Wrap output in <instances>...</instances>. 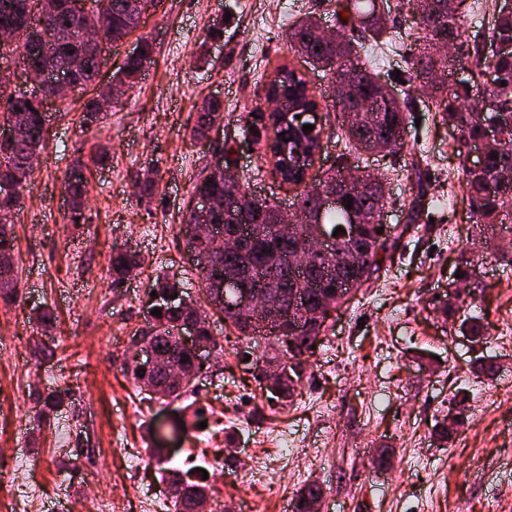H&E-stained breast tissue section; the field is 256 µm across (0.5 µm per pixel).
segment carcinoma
Segmentation results:
<instances>
[{"instance_id":"carcinoma-1","label":"carcinoma","mask_w":512,"mask_h":512,"mask_svg":"<svg viewBox=\"0 0 512 512\" xmlns=\"http://www.w3.org/2000/svg\"><path fill=\"white\" fill-rule=\"evenodd\" d=\"M105 7L101 17L102 48L129 36L141 24L142 8L132 0H104ZM414 23L416 36L410 45L413 80L427 79L432 71L448 67L447 58L439 55V42L451 41L457 48V58L470 66L472 78L481 79L489 71L497 74V81L505 85L491 86L485 96L474 101L470 95V82L450 84L446 80L436 82L423 101L426 109L438 113L440 122L459 130L466 141L482 138L485 123L493 119L498 112L512 111V52H495L494 47L512 42V13L505 14L498 9L497 0H491L493 6L492 26L480 39H470L466 35L464 18L473 9L469 0H455L453 8H448V0H406ZM347 17L336 16L334 38L323 42L316 36L319 18L306 15L288 25L287 39L290 50L308 60L315 68L326 72L331 83L338 81L348 84L344 97L332 99L330 105L324 104V97L314 91L310 81L299 69L289 63L278 66L266 82L268 92L264 100L273 97L282 99V108L287 110L300 99L307 109L321 112L327 107L337 112V127L329 128L325 135L341 131V140L347 152L341 154L342 163L337 170L324 175V182L337 195L335 205L325 209L323 224L329 230L346 223L348 210L361 214L365 221L359 227L355 237H339L334 242L330 254L319 259L323 269L330 270L333 279L338 282H353L357 288L371 282L381 269L380 250L386 241L377 233L381 226L380 211L387 204L389 192L386 182L376 180L373 175L348 164L347 153L357 149H374L391 153L403 144L406 126V112L415 104L408 98L398 100L390 95L369 69L359 65L357 48L367 42L382 45L394 42L390 15L377 9L375 0H343L339 4ZM83 20L76 16L70 7V0H44L43 6L20 15L15 10L0 12V28L14 26L18 30L17 40L13 43L0 42V59L14 51H24L27 33L34 30H49L56 38L54 56L48 61L31 64L29 79H36L43 71L63 70L69 64L72 55H82L81 68L72 76L75 89L81 90L94 84L100 73V58L103 52L83 44L78 31ZM145 54L130 58L113 75V79L125 87L136 83L144 63L153 54V45L143 41ZM5 102V110L0 113V123H10L14 127L13 138L0 141V250L14 251L15 238L12 232L14 216L20 210L23 192L28 184L26 169L28 158L44 147L47 130L43 126L41 113L43 102L17 94L0 85V102ZM224 105L216 98L203 100L196 110L193 135L203 137L223 119ZM255 116L247 121V127L257 131V143L274 176L281 183L299 186L300 177L305 168L312 164L303 160L301 169L294 172L279 169L282 154L294 143H286L290 134L288 125L280 121L277 113H265L260 106L252 109ZM502 140L491 149L481 166L477 169H464V192L470 213L475 223L480 225L496 224L504 209L512 206V126L501 130ZM415 182L418 188L416 197L411 201L407 220L414 223L421 217L425 190L423 172L415 167ZM65 189L70 198L68 221L76 223V218L84 217V204L88 195V180L83 174L82 165H77L65 176ZM227 192L224 181H217L208 175L200 177L193 186L192 198L212 196L224 199ZM352 205H347V199ZM280 206L274 201L260 200L252 223L261 225L263 236L246 252L227 255L207 240L196 243L197 248L211 256L210 268L197 270L200 293L203 302L199 303L185 297L183 307H161L162 315L147 323L140 336L154 343L163 363L167 366L182 363L185 355L177 346L175 331L179 323L194 319L202 326H208L206 318L211 313H220L224 322L234 327L241 335L259 344L263 332L253 322L240 316L238 312L225 304V300L209 292L208 283L216 275H224L228 267H240L251 270L256 275L266 277L268 288L265 297L267 304L275 308L278 304V276L284 258V249L276 241V226ZM235 224L236 218L220 209L213 214H196L187 209L183 215L180 232L189 233L192 224ZM139 265L137 255L129 250L112 252L110 270L113 283L121 282L128 268ZM461 297L452 291L448 299L438 308L447 320H455L460 311ZM318 332L298 335L294 348L285 350V355L302 359L313 355L312 346L316 345ZM299 377H286L278 385L277 399L289 403L292 401ZM168 484H181L185 493L174 499L175 512H194L195 500L210 496L209 484L202 480V474L192 475L177 468H169L164 476ZM324 495L321 484L316 481L306 483L295 494L294 512H310L311 499Z\"/></svg>"}]
</instances>
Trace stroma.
<instances>
[{"instance_id": "35a3bbf8", "label": "stroma", "mask_w": 512, "mask_h": 512, "mask_svg": "<svg viewBox=\"0 0 512 512\" xmlns=\"http://www.w3.org/2000/svg\"><path fill=\"white\" fill-rule=\"evenodd\" d=\"M336 0H160L134 35L104 55L108 82L138 39L155 52L138 85L105 118L83 119L85 95L49 103L46 145L15 216L16 300L0 301V512H150L166 498L158 466L204 469L209 512H292L296 491L322 483L321 512H512V253L501 255L475 234L463 202L462 167L447 126L422 108L409 112L404 146L384 155L359 151L349 161L388 182L383 225L396 251L378 279L328 321L292 403L269 401L242 360L247 339L210 319L223 348L194 395L161 399L126 371L144 328L157 277L198 295V277L179 226L194 182L217 155L258 198L291 205L294 186L275 180L254 149L245 117L264 99L270 72L290 62L316 92L327 79L288 46L292 20L315 13L336 23ZM220 36H212L215 21ZM362 61L397 97L411 61L403 50L365 46ZM219 98L224 120L193 136L202 99ZM107 146L105 164L95 150ZM426 156L425 216L409 233L408 171ZM82 164L89 181L86 221H68L64 175ZM152 172L150 194L137 174ZM140 264L113 287V251ZM475 268L478 289L460 317H479L474 346L434 308L460 257ZM54 317L43 323L39 313ZM488 357L493 377L477 371ZM60 396L48 407L50 395ZM463 423L449 441L437 422L449 408ZM392 465L378 467L379 449ZM146 458L143 468L128 466Z\"/></svg>"}]
</instances>
